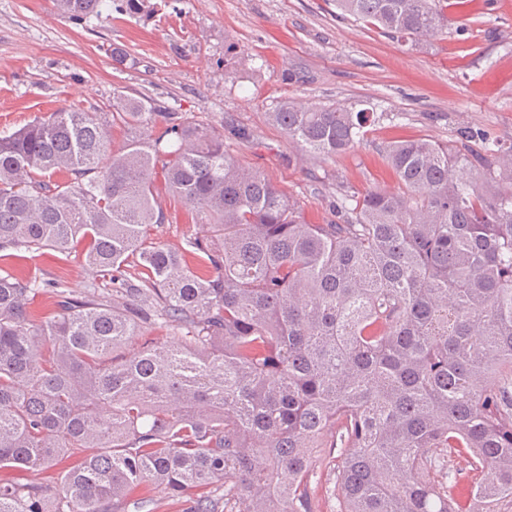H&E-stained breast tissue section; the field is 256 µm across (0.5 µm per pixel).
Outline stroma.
Returning a JSON list of instances; mask_svg holds the SVG:
<instances>
[{
	"label": "stroma",
	"instance_id": "stroma-1",
	"mask_svg": "<svg viewBox=\"0 0 512 512\" xmlns=\"http://www.w3.org/2000/svg\"><path fill=\"white\" fill-rule=\"evenodd\" d=\"M447 31L420 45L340 15L334 0H172L152 15L104 6L75 24L50 0H0V134L76 104L108 112L113 98H144L249 140L228 152L300 200L307 220H334L340 190H397L386 144L422 136L440 143L471 128L512 142V0H448ZM125 48V65L112 60ZM303 81H293L294 73ZM353 105L380 113L360 142L310 161L268 119L278 101ZM0 271L38 274L81 291V249L0 257Z\"/></svg>",
	"mask_w": 512,
	"mask_h": 512
}]
</instances>
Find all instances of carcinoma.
<instances>
[{
  "label": "carcinoma",
  "mask_w": 512,
  "mask_h": 512,
  "mask_svg": "<svg viewBox=\"0 0 512 512\" xmlns=\"http://www.w3.org/2000/svg\"><path fill=\"white\" fill-rule=\"evenodd\" d=\"M101 3L52 0L76 24ZM336 7L414 45L449 25L444 0ZM268 117L326 159L373 113L283 99ZM231 136L249 138L122 95L0 135V251L83 240L89 270L77 294L0 275V470L52 472L1 479L0 512L141 510L155 485L186 512H314L327 446L338 512H512V143L393 142L404 191L344 192L341 221L312 224ZM171 200L205 228L173 249L151 238ZM158 324L178 342L125 349ZM450 458L467 468L448 482Z\"/></svg>",
  "instance_id": "carcinoma-1"
}]
</instances>
